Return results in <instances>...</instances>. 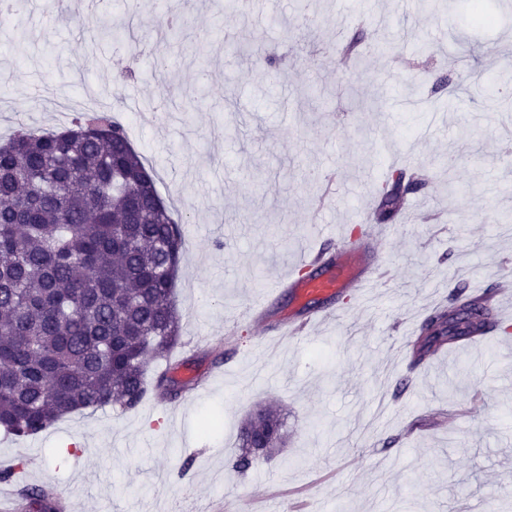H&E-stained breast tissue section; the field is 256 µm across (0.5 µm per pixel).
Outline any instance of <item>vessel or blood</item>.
I'll return each instance as SVG.
<instances>
[{
	"mask_svg": "<svg viewBox=\"0 0 512 512\" xmlns=\"http://www.w3.org/2000/svg\"><path fill=\"white\" fill-rule=\"evenodd\" d=\"M379 254L374 233L359 238L342 240L332 250H317L300 260L299 265L308 269L305 278L288 276L279 282L275 295H288L305 311L303 320L294 315L273 317V301L253 305L249 319L265 332L298 336L302 327L314 326L334 319V300L343 294H357L371 282L378 270Z\"/></svg>",
	"mask_w": 512,
	"mask_h": 512,
	"instance_id": "vessel-or-blood-1",
	"label": "vessel or blood"
}]
</instances>
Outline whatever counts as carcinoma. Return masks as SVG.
<instances>
[{
  "instance_id": "carcinoma-1",
  "label": "carcinoma",
  "mask_w": 512,
  "mask_h": 512,
  "mask_svg": "<svg viewBox=\"0 0 512 512\" xmlns=\"http://www.w3.org/2000/svg\"><path fill=\"white\" fill-rule=\"evenodd\" d=\"M420 184L391 169L377 223H395ZM159 201L144 158L104 112H84L63 131L19 130L0 145L1 430L34 436L82 410L132 411L155 391L175 400L187 389L167 374L146 377L181 331L174 287L186 240ZM496 329L509 333L457 286L407 342L409 369ZM283 438L280 410L256 405L232 469L247 473ZM23 495L36 512H58L41 486Z\"/></svg>"
}]
</instances>
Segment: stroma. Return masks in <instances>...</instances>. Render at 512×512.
Instances as JSON below:
<instances>
[{"mask_svg": "<svg viewBox=\"0 0 512 512\" xmlns=\"http://www.w3.org/2000/svg\"><path fill=\"white\" fill-rule=\"evenodd\" d=\"M55 2L22 0L0 34V140L64 129L85 95L108 99L160 196L182 199L174 357L183 372L211 371L220 352L224 367L191 401L86 410L27 438L0 432V465L18 467L7 488L54 487L70 512H207L225 497L239 510L313 483L308 512H481L512 493V334L413 371L400 349L455 283L481 293L512 269V102L498 81L512 73V0H484L487 25L470 21V0H320L311 22L298 0L246 14L224 0H165L186 14L181 44L157 36L152 0L133 15L115 0L114 21L154 38L121 55L79 0L61 15ZM341 29L359 39V63L320 54ZM202 60L206 97L188 112L151 110L162 90L192 94ZM440 77L450 91L435 101ZM405 165L429 182L387 225L382 274L343 298L334 322L298 344L261 345L245 324L228 333L304 254L369 229L377 188ZM266 399L288 413L287 442L239 474L241 426ZM207 417L219 427L203 431Z\"/></svg>", "mask_w": 512, "mask_h": 512, "instance_id": "1", "label": "stroma"}]
</instances>
